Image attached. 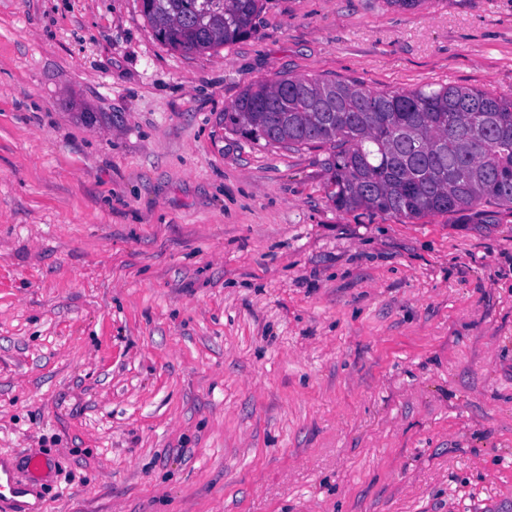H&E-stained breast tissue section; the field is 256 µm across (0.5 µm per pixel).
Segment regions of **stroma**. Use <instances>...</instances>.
Listing matches in <instances>:
<instances>
[{"label": "stroma", "mask_w": 512, "mask_h": 512, "mask_svg": "<svg viewBox=\"0 0 512 512\" xmlns=\"http://www.w3.org/2000/svg\"><path fill=\"white\" fill-rule=\"evenodd\" d=\"M512 97V0H266L161 43L141 0H0V457L41 512H512V210L332 197L246 85Z\"/></svg>", "instance_id": "obj_1"}]
</instances>
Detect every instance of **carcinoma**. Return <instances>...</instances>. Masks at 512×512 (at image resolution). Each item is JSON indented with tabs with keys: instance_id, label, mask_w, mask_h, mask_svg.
<instances>
[{
	"instance_id": "carcinoma-1",
	"label": "carcinoma",
	"mask_w": 512,
	"mask_h": 512,
	"mask_svg": "<svg viewBox=\"0 0 512 512\" xmlns=\"http://www.w3.org/2000/svg\"><path fill=\"white\" fill-rule=\"evenodd\" d=\"M265 0H142L157 38L206 53L251 33ZM224 123L265 144L332 149L336 204L404 220L512 207V98L447 85L371 91L282 77L245 87Z\"/></svg>"
}]
</instances>
